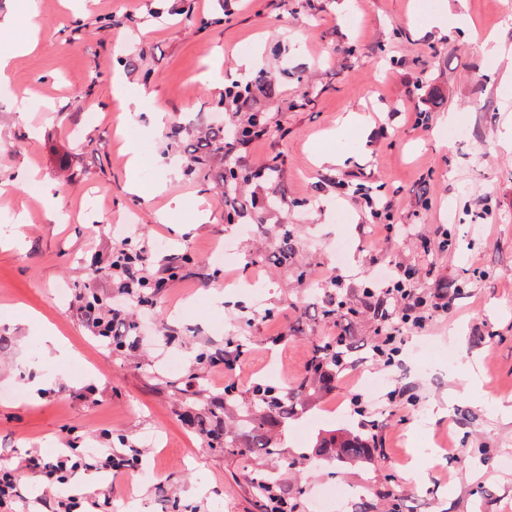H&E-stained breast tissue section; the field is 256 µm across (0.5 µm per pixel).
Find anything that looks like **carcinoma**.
Wrapping results in <instances>:
<instances>
[{"label": "carcinoma", "instance_id": "cac0c4a2", "mask_svg": "<svg viewBox=\"0 0 512 512\" xmlns=\"http://www.w3.org/2000/svg\"><path fill=\"white\" fill-rule=\"evenodd\" d=\"M352 349V337L343 335L333 345H316L313 349L311 376L288 391L271 386H261L252 392L246 403L244 425L246 430L234 433L227 428L224 407L209 411L205 418L207 425L201 432L210 441L223 448L224 452L241 457H274L280 455L272 437L274 428L281 426L298 414L312 396L336 381L343 369L347 353ZM369 438L361 434L330 432L320 438L318 451L331 455L343 464L360 461L370 452ZM253 494L267 498L277 485L276 476L265 470H255L248 476Z\"/></svg>", "mask_w": 512, "mask_h": 512}]
</instances>
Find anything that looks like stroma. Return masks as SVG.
<instances>
[{
  "instance_id": "1",
  "label": "stroma",
  "mask_w": 512,
  "mask_h": 512,
  "mask_svg": "<svg viewBox=\"0 0 512 512\" xmlns=\"http://www.w3.org/2000/svg\"><path fill=\"white\" fill-rule=\"evenodd\" d=\"M336 2L34 0L37 48L12 61V91L0 94V474L18 490L0 512H39L38 467L63 450L79 463L68 489L100 512H263L245 480L257 466L277 473L297 512L365 501L392 512L388 489L402 512H512V20L504 0H468L505 49L486 56L464 29L415 22L418 0H351L344 13ZM215 67L223 85L205 77ZM117 75L131 90L123 101ZM253 80L265 86L266 139L189 172L208 129L236 120L226 86ZM353 112L364 130L338 136ZM454 127L461 138H448ZM129 140L145 158V197L126 189ZM42 182L56 187L55 210ZM372 200L389 202L394 226L379 244ZM285 227L296 255L278 262ZM227 241L229 260H214ZM123 249L144 251L148 277L170 265L179 275L127 300L135 348L94 336L73 301L77 290L111 296L104 269ZM391 263L414 270L427 300L448 281L459 292L425 328L401 327L389 367L373 350L385 337L373 289ZM329 294L356 315L323 317ZM45 323L72 357L48 360ZM343 332L354 353L335 386L276 429L280 456H228L199 435L224 400L215 352L249 350L236 386L245 400L271 363L274 386H297L314 344ZM469 367L476 377L461 383ZM342 428L373 436L368 460L316 454ZM107 452L139 456L113 491L95 467ZM303 455L312 466L283 467ZM430 457L439 463L425 481L406 478Z\"/></svg>"
}]
</instances>
